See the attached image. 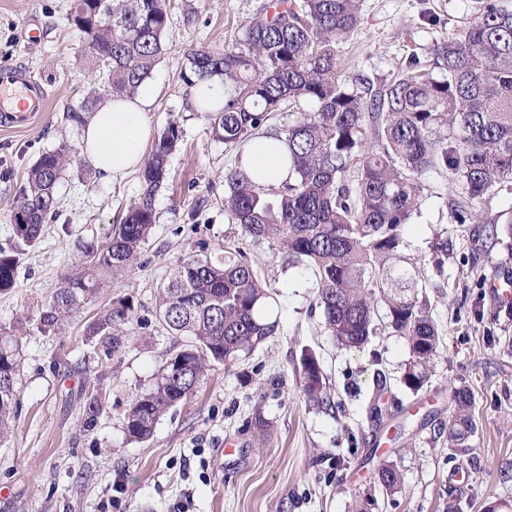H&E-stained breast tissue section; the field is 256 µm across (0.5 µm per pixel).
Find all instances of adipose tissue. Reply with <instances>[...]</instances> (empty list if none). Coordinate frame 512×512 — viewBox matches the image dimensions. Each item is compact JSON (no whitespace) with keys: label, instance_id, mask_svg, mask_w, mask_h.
I'll return each instance as SVG.
<instances>
[{"label":"adipose tissue","instance_id":"ef3b65f1","mask_svg":"<svg viewBox=\"0 0 512 512\" xmlns=\"http://www.w3.org/2000/svg\"><path fill=\"white\" fill-rule=\"evenodd\" d=\"M156 95L154 84L146 82L134 98H106L85 125L80 151L103 181L122 179L142 166ZM242 167L264 184H280L288 176V147L275 136L260 135L244 147Z\"/></svg>","mask_w":512,"mask_h":512}]
</instances>
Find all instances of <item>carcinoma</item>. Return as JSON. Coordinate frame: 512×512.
Returning <instances> with one entry per match:
<instances>
[{
    "label": "carcinoma",
    "instance_id": "obj_1",
    "mask_svg": "<svg viewBox=\"0 0 512 512\" xmlns=\"http://www.w3.org/2000/svg\"><path fill=\"white\" fill-rule=\"evenodd\" d=\"M98 0L70 7L67 19L89 42L88 56L114 97H133L150 79L164 51L170 0ZM360 0H268L231 46L194 49L187 87L217 78L224 104L208 96L214 139L243 148L265 131L286 103L308 109L279 133L288 146V179L266 186L239 167L224 176V212L231 224L257 240L274 239L289 258L310 270L324 332L337 348L361 351L378 336H400L409 359L401 382L412 392L430 380L440 348L438 325L417 262L404 252L401 233L418 209L430 171L461 184L457 221L473 218L503 180L512 179V9L480 0L479 16L453 36L433 43L429 64L413 57L397 78L374 86L343 75L340 39L360 24ZM182 141L179 125L159 132L139 173L140 193L109 237L83 245L86 266L64 278L38 307L36 329L48 333L73 319L105 286L131 267L156 223L155 196L170 178L169 158ZM70 149L43 153L27 171L12 219L17 247L0 248V292L14 288L24 248L34 245L59 207L56 186L70 165ZM274 292L261 282L246 252L229 248L224 259H180L159 289L156 318L188 343L172 351L151 388L138 394L125 418L129 440L144 443L170 409L190 400L207 370L249 355L275 334ZM131 300L111 301L85 336L107 353L123 348L133 321ZM22 344L0 329V441L11 432ZM301 387L307 401L330 405L318 358L301 351ZM378 374L370 419L387 412ZM448 450L468 447L476 423L469 389L453 392ZM102 410L97 385L84 402L82 427H95ZM388 492L401 477L390 464L378 468Z\"/></svg>",
    "mask_w": 512,
    "mask_h": 512
}]
</instances>
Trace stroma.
<instances>
[{
  "mask_svg": "<svg viewBox=\"0 0 512 512\" xmlns=\"http://www.w3.org/2000/svg\"><path fill=\"white\" fill-rule=\"evenodd\" d=\"M262 0H172L166 50L151 80L158 89L153 132L178 123L180 150L171 178L155 198L156 223L137 264L113 276L77 317L47 334L30 317L63 277L80 270L82 245L102 240L136 200L137 173L107 183L77 150L82 128L66 119L90 95L105 99L88 68L80 34L66 14L70 0H0V59L27 70L48 94L44 111L22 129H0V247L17 241L16 192L27 171L61 146L76 156L58 182L60 207L43 237L22 256L16 285L0 294V326L23 337L18 416L0 444V512H512V243L487 227L512 213V180L460 224L453 204L460 184L424 175L420 210L403 228L426 281L440 350L419 392L401 383L409 358L397 336L375 338L363 351L339 350L321 327L315 279L289 265L273 240H254L224 213V175L238 150L212 138L205 113L186 108L181 73L187 54L234 43ZM361 23L336 50L345 72L379 84L400 75L411 57L427 60L433 42L478 15L479 0H361ZM37 39H30V31ZM205 199L197 219L189 211ZM447 240L448 253L432 246ZM240 247L277 294L278 328L250 356L209 370L196 395L167 412L151 440L129 441L126 414L150 388L169 354L186 339L155 316L158 291L172 266L192 255L214 259ZM131 298L134 324L116 355L86 342V325L117 297ZM318 358L334 408L305 402L302 350ZM399 401L382 423L367 406L375 373ZM98 381L103 410L82 428V392ZM473 397L476 429L466 451L449 453L441 425L455 388ZM391 463L398 492L377 473Z\"/></svg>",
  "mask_w": 512,
  "mask_h": 512,
  "instance_id": "35a3bbf8",
  "label": "stroma"
}]
</instances>
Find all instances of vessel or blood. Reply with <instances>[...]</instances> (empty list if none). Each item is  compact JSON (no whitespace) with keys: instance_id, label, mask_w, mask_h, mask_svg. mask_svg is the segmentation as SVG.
<instances>
[{"instance_id":"vessel-or-blood-1","label":"vessel or blood","mask_w":512,"mask_h":512,"mask_svg":"<svg viewBox=\"0 0 512 512\" xmlns=\"http://www.w3.org/2000/svg\"><path fill=\"white\" fill-rule=\"evenodd\" d=\"M46 98L42 86L24 69L0 65V126L19 129L28 126L42 111Z\"/></svg>"}]
</instances>
